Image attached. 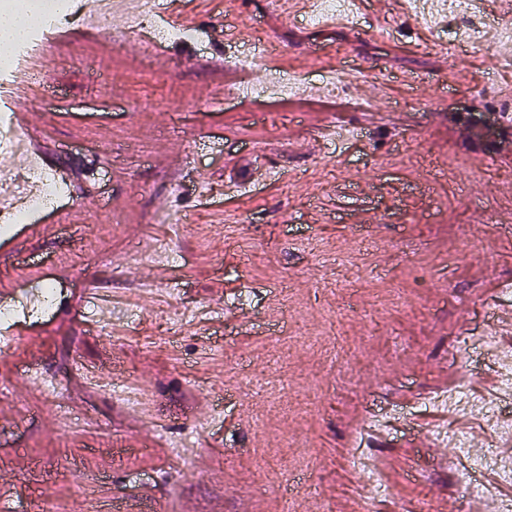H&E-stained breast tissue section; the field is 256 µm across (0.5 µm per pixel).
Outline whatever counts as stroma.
<instances>
[{
    "label": "stroma",
    "instance_id": "35a3bbf8",
    "mask_svg": "<svg viewBox=\"0 0 512 512\" xmlns=\"http://www.w3.org/2000/svg\"><path fill=\"white\" fill-rule=\"evenodd\" d=\"M157 2L169 25L193 11L203 44L152 43L117 15L123 41L56 29L0 75V110L25 103L58 147L48 169L67 179L44 234L14 230L15 253L0 258L8 303L37 305L55 271L62 290L54 315L27 320L0 351V512H114L120 497L132 512H279L287 485L292 512H349L361 495L348 443L366 412L447 379L492 393V362L459 338L486 325L487 300L512 283V203L499 194L512 184V101L499 96L512 52L475 33L512 15L478 0L431 27L389 0L383 38L376 0L335 32L267 0ZM232 14L255 18L306 81L353 66L361 86L227 99L265 73L227 64L254 41L225 28ZM465 30L472 39L455 41ZM164 96L174 107L156 108ZM135 102L144 112H128ZM331 120L358 127L360 142L307 152ZM198 174L209 201L192 193ZM163 208L196 221L174 236L154 221ZM102 211L111 226L96 224ZM147 237L171 242L160 266L130 261ZM90 286L122 300L121 340L89 324ZM218 298L234 317L205 325L196 313ZM218 356L224 425L209 434L198 415ZM28 366L58 384L55 402L24 378ZM90 366L114 371V393L87 384ZM243 400L254 418L241 424ZM457 425L434 408L375 441L391 467L389 512H464L455 453L433 444L436 427ZM188 434L199 450L186 471L172 451ZM142 484L150 499H138Z\"/></svg>",
    "mask_w": 512,
    "mask_h": 512
}]
</instances>
